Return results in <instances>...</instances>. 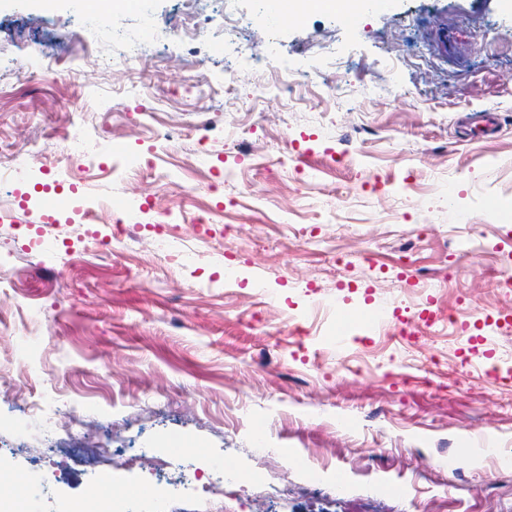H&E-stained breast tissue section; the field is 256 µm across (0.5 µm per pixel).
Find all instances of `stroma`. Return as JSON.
Masks as SVG:
<instances>
[{"instance_id": "obj_1", "label": "stroma", "mask_w": 512, "mask_h": 512, "mask_svg": "<svg viewBox=\"0 0 512 512\" xmlns=\"http://www.w3.org/2000/svg\"><path fill=\"white\" fill-rule=\"evenodd\" d=\"M271 3L204 0L190 39L178 0H0V151L31 160L0 185V499L47 477L29 512H71L109 478L174 512H512V12ZM56 27L92 52L45 82ZM75 145L111 176L68 178ZM160 183L171 222L211 218L176 264ZM98 200L139 228L104 253L73 212ZM70 427L115 456L51 454ZM142 448L165 476L123 464ZM195 468L222 497H177ZM362 0H289L288 13H297L305 9L308 4L332 10L346 17L358 16L362 9Z\"/></svg>"}]
</instances>
